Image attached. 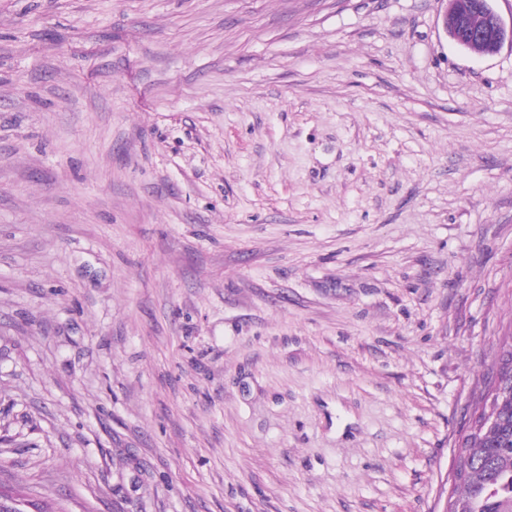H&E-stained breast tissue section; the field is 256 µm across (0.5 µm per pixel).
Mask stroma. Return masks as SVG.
<instances>
[{"label":"stroma","mask_w":512,"mask_h":512,"mask_svg":"<svg viewBox=\"0 0 512 512\" xmlns=\"http://www.w3.org/2000/svg\"><path fill=\"white\" fill-rule=\"evenodd\" d=\"M443 0H0V487L444 512L512 333V44ZM448 0L441 16L442 28L447 36L459 47L476 55L497 53L506 39L512 43V25L507 31L501 17L491 5V0ZM480 11L486 18V28L475 33L469 26L471 12Z\"/></svg>","instance_id":"obj_1"}]
</instances>
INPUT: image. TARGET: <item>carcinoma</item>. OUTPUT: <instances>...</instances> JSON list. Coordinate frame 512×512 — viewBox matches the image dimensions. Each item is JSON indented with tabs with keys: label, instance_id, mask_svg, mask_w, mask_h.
<instances>
[{
	"label": "carcinoma",
	"instance_id": "obj_1",
	"mask_svg": "<svg viewBox=\"0 0 512 512\" xmlns=\"http://www.w3.org/2000/svg\"><path fill=\"white\" fill-rule=\"evenodd\" d=\"M487 411L497 426L467 438L469 464L453 484L450 512H512V392Z\"/></svg>",
	"mask_w": 512,
	"mask_h": 512
}]
</instances>
